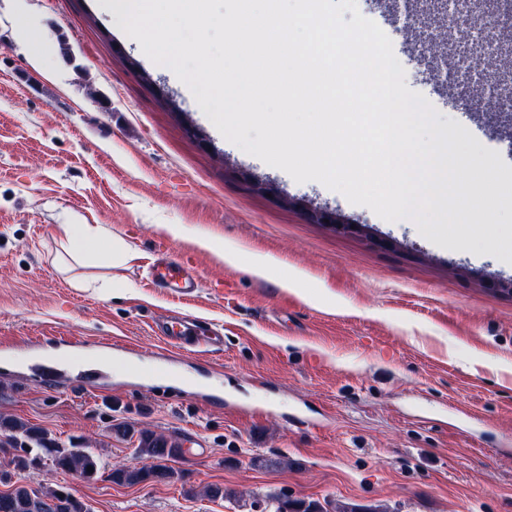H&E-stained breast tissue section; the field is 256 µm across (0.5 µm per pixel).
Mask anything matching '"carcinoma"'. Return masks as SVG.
I'll use <instances>...</instances> for the list:
<instances>
[{"mask_svg":"<svg viewBox=\"0 0 512 512\" xmlns=\"http://www.w3.org/2000/svg\"><path fill=\"white\" fill-rule=\"evenodd\" d=\"M0 448L14 450L7 465L0 466V512H88L86 504L64 486L30 488L14 481L16 472L39 468L44 462L85 480L94 478L101 469L99 458L85 444L63 446L47 432L33 428L15 418L0 416ZM139 462L115 466L109 478L119 485L152 482H176L181 471L169 463L182 456L178 441L150 430L138 431ZM274 512H323L315 503L290 501L286 496L274 498Z\"/></svg>","mask_w":512,"mask_h":512,"instance_id":"cac0c4a2","label":"carcinoma"}]
</instances>
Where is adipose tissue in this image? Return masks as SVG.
<instances>
[{"instance_id": "obj_1", "label": "adipose tissue", "mask_w": 512, "mask_h": 512, "mask_svg": "<svg viewBox=\"0 0 512 512\" xmlns=\"http://www.w3.org/2000/svg\"><path fill=\"white\" fill-rule=\"evenodd\" d=\"M100 237V229L87 224L57 225L56 240L63 251L62 262L71 261L83 266L124 265L131 252L130 245L116 238L107 250L100 246Z\"/></svg>"}]
</instances>
